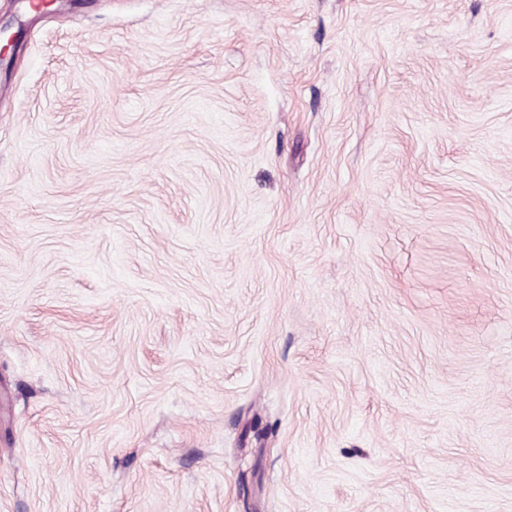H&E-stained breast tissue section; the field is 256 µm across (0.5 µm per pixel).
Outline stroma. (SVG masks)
I'll return each instance as SVG.
<instances>
[{"label": "stroma", "instance_id": "35a3bbf8", "mask_svg": "<svg viewBox=\"0 0 512 512\" xmlns=\"http://www.w3.org/2000/svg\"><path fill=\"white\" fill-rule=\"evenodd\" d=\"M0 22V512H512V0Z\"/></svg>", "mask_w": 512, "mask_h": 512}]
</instances>
